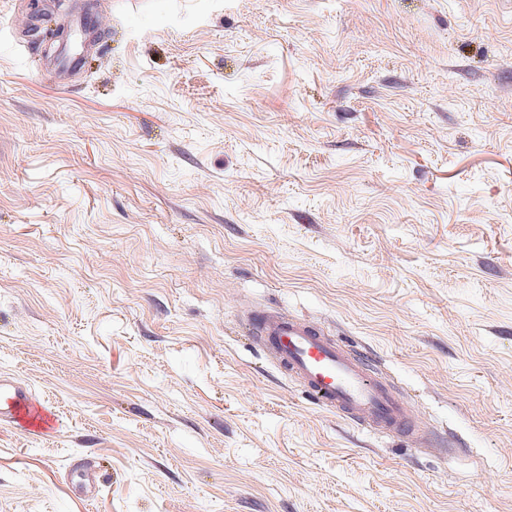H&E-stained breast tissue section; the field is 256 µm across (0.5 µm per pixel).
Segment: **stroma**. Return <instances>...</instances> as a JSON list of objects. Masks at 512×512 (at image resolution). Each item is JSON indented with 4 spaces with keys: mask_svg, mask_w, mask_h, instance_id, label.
<instances>
[{
    "mask_svg": "<svg viewBox=\"0 0 512 512\" xmlns=\"http://www.w3.org/2000/svg\"><path fill=\"white\" fill-rule=\"evenodd\" d=\"M260 308L424 440L307 400ZM0 372L57 421L0 424V512H512V0H0ZM247 334L320 408L377 434H423L393 382L317 322L264 309L250 314ZM71 466L74 473L71 482L72 491L78 496L89 497L99 485L97 472L83 460L75 461Z\"/></svg>",
    "mask_w": 512,
    "mask_h": 512,
    "instance_id": "35a3bbf8",
    "label": "stroma"
}]
</instances>
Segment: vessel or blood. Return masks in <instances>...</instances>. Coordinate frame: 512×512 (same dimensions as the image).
<instances>
[{
  "label": "vessel or blood",
  "mask_w": 512,
  "mask_h": 512,
  "mask_svg": "<svg viewBox=\"0 0 512 512\" xmlns=\"http://www.w3.org/2000/svg\"><path fill=\"white\" fill-rule=\"evenodd\" d=\"M247 333L277 368L298 384L320 408L374 433L410 436L418 427L412 408L401 400L392 381L380 376L358 350L339 343L317 322L276 309L251 313ZM46 430L54 414L32 388L0 373V423ZM73 492H95L99 476L86 462L72 466Z\"/></svg>",
  "instance_id": "1"
}]
</instances>
